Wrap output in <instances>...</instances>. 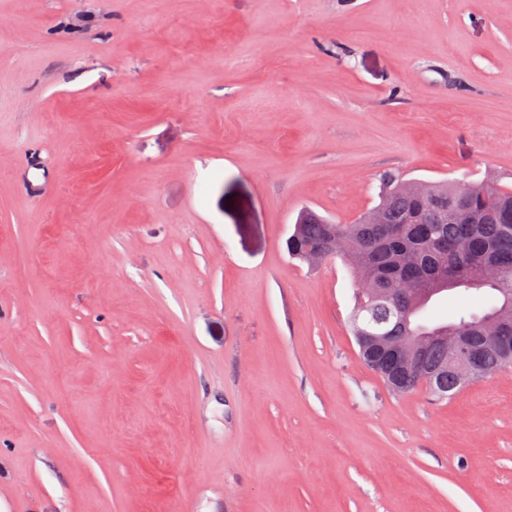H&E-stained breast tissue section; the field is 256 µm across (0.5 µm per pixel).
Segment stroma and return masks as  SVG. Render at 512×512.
Segmentation results:
<instances>
[{"mask_svg": "<svg viewBox=\"0 0 512 512\" xmlns=\"http://www.w3.org/2000/svg\"><path fill=\"white\" fill-rule=\"evenodd\" d=\"M386 173L512 187V0H0V512H512V367L288 255Z\"/></svg>", "mask_w": 512, "mask_h": 512, "instance_id": "35a3bbf8", "label": "stroma"}]
</instances>
